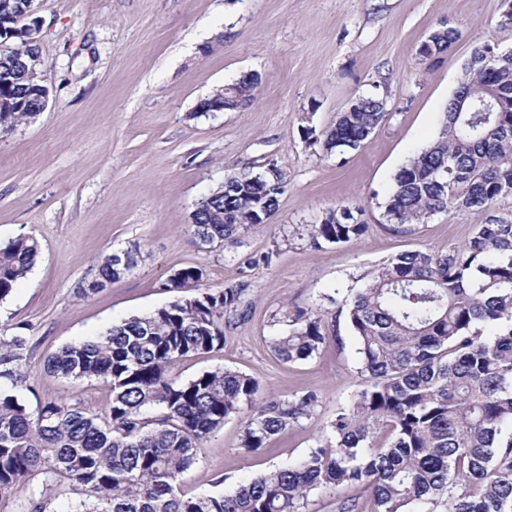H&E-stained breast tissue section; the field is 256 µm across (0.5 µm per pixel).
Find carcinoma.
<instances>
[{"instance_id": "obj_1", "label": "carcinoma", "mask_w": 512, "mask_h": 512, "mask_svg": "<svg viewBox=\"0 0 512 512\" xmlns=\"http://www.w3.org/2000/svg\"><path fill=\"white\" fill-rule=\"evenodd\" d=\"M26 0H0V27L9 31ZM424 57L455 42L452 27L435 31ZM497 53L493 66L486 55ZM39 43L15 36L0 52V133L14 130L46 106L47 87L23 73L21 62ZM489 85L495 96L469 112L450 99L437 138L394 175L384 202L387 223L422 224L437 213L484 216L460 247L397 254L371 273L347 306L358 345L361 384L330 421L334 442L297 463L275 468L233 490L186 496L182 475L204 439L232 416L242 419V446L258 450L315 410L313 391L288 398L259 396L256 378L231 369L205 370L187 380L178 360L224 346V313L238 310L244 289L200 287L202 272L183 268L163 287L177 299L133 317L100 336L67 343L45 360L53 374L77 384L101 379L111 388L105 412L90 414L60 398L31 411L18 395L28 379L24 333L0 335V500L18 512H46L48 501L73 493L70 512H305L315 490L347 487L370 493L341 512H412L445 503L446 512H512V219L494 214L512 189V52L485 43L465 65L458 87ZM386 119L384 101L352 99L323 134L328 152L363 146ZM287 173L247 181L233 173L190 214L193 241L212 245L258 227L274 213ZM367 225L348 207L336 221L311 224L319 248L360 237ZM39 242L20 235L0 243V301L33 267ZM136 265L131 250L107 256L96 287L121 280ZM481 324L498 333L485 339ZM328 334L312 310L298 309L288 334L272 338L284 363L310 360Z\"/></svg>"}]
</instances>
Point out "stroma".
Wrapping results in <instances>:
<instances>
[{
	"instance_id": "1",
	"label": "stroma",
	"mask_w": 512,
	"mask_h": 512,
	"mask_svg": "<svg viewBox=\"0 0 512 512\" xmlns=\"http://www.w3.org/2000/svg\"><path fill=\"white\" fill-rule=\"evenodd\" d=\"M502 0H44L41 78L46 108L0 134V242L34 236L39 257L0 301V329L29 340L28 408L47 396L101 412L110 387L44 372L62 345L103 334L168 305L165 280L185 267L203 287H240L243 313L224 317V346L179 362L189 379L216 368L255 377L264 393L318 395L314 414L265 448L240 446L241 418L204 440L184 473L189 495L221 492L326 443L329 422L356 392V339L327 294L362 287L398 253L463 245L480 219L434 215L392 230L382 204L393 177L439 134L463 68L485 42L512 50ZM457 31L430 59L419 45L441 26ZM261 78L246 107L201 116L200 100L240 76ZM383 99L386 120L360 149L325 151L324 132L353 96ZM276 161L288 176L267 224L237 241L198 246L189 232L198 201L230 173ZM360 208L356 241L311 247L308 225L328 210ZM135 250L136 266L95 288L110 254ZM320 309L337 327L320 354L279 361L273 336L286 315Z\"/></svg>"
}]
</instances>
